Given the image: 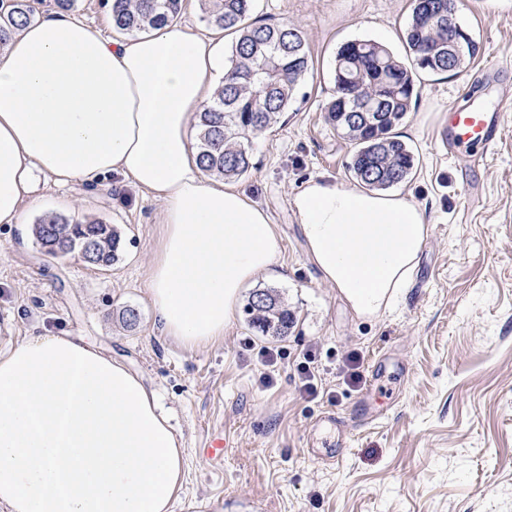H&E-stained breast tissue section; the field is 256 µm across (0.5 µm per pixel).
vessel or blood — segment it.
<instances>
[{
    "label": "vessel or blood",
    "mask_w": 512,
    "mask_h": 512,
    "mask_svg": "<svg viewBox=\"0 0 512 512\" xmlns=\"http://www.w3.org/2000/svg\"><path fill=\"white\" fill-rule=\"evenodd\" d=\"M512 101L501 99L494 103L472 99L448 114V142L451 149L472 152L482 160L499 139V133Z\"/></svg>",
    "instance_id": "vessel-or-blood-1"
}]
</instances>
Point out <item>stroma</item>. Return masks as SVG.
<instances>
[{"label": "stroma", "instance_id": "obj_1", "mask_svg": "<svg viewBox=\"0 0 512 512\" xmlns=\"http://www.w3.org/2000/svg\"><path fill=\"white\" fill-rule=\"evenodd\" d=\"M410 14L411 0H255L261 22L300 25L311 55L235 182L281 237L274 274L255 287L275 290L294 312L288 336L252 329L244 296L223 341L187 351L165 336L146 288L162 206L129 180L91 187L43 177L25 223L0 224V352L32 336H74L136 371L186 448L173 512H512V113L482 162L445 146L450 108L512 91V6L466 0L460 18L478 56L456 75L419 74L395 129L415 158L396 189L424 208L429 237L389 311L353 313L308 260L289 207L312 177L355 181L353 147L324 118L337 50L372 40L409 62ZM52 213L117 227V261L99 269L75 254L46 255L32 227ZM128 307L139 315L132 327L119 316ZM264 346L289 356L268 389L256 358ZM309 350L325 390L317 398L300 394L288 365ZM352 353L363 374L355 385L340 375ZM328 410L354 420L335 462L310 452L336 440L315 424ZM218 432L228 446L214 466L203 449Z\"/></svg>", "mask_w": 512, "mask_h": 512}]
</instances>
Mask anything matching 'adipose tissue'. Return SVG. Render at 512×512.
Wrapping results in <instances>:
<instances>
[{
  "instance_id": "adipose-tissue-1",
  "label": "adipose tissue",
  "mask_w": 512,
  "mask_h": 512,
  "mask_svg": "<svg viewBox=\"0 0 512 512\" xmlns=\"http://www.w3.org/2000/svg\"><path fill=\"white\" fill-rule=\"evenodd\" d=\"M224 67L221 33L170 22L110 38L56 13L0 48V224L25 221L41 177L119 174L162 207L147 288L166 336L193 351L223 340L244 288L281 252L269 216L207 176L195 117ZM306 254L360 317L407 287L428 239L411 195L310 178L289 200ZM181 436L124 363L69 336L0 353V512H172Z\"/></svg>"
}]
</instances>
